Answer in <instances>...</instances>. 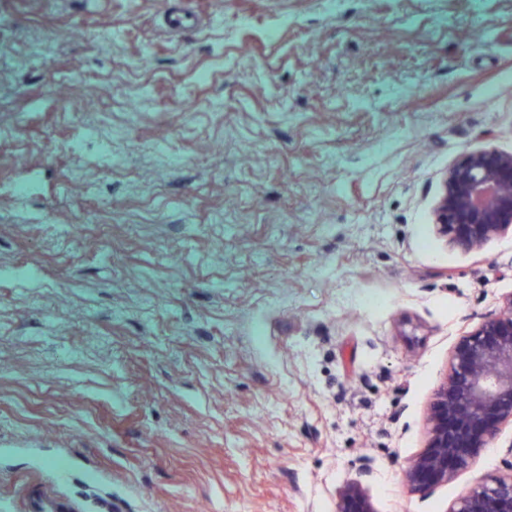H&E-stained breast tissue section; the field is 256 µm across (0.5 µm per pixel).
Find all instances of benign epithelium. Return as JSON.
<instances>
[{
  "label": "benign epithelium",
  "mask_w": 512,
  "mask_h": 512,
  "mask_svg": "<svg viewBox=\"0 0 512 512\" xmlns=\"http://www.w3.org/2000/svg\"><path fill=\"white\" fill-rule=\"evenodd\" d=\"M434 224L464 252L512 230V155L483 150L451 168L434 207ZM507 422L512 423V297L456 346L430 406L428 443L407 462V485L422 492L468 469ZM337 512L374 510L353 485ZM448 512H512V461L477 481Z\"/></svg>",
  "instance_id": "7a95c632"
}]
</instances>
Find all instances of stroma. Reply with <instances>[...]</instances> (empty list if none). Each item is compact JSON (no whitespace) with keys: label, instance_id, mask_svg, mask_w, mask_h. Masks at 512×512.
<instances>
[{"label":"stroma","instance_id":"stroma-1","mask_svg":"<svg viewBox=\"0 0 512 512\" xmlns=\"http://www.w3.org/2000/svg\"><path fill=\"white\" fill-rule=\"evenodd\" d=\"M481 150L512 0H0V512H448L512 457L404 479L512 297L434 224ZM337 512H374V510L363 490L353 485L342 494Z\"/></svg>","mask_w":512,"mask_h":512}]
</instances>
